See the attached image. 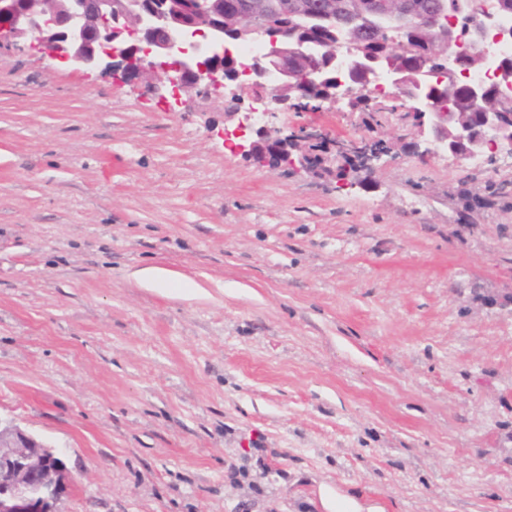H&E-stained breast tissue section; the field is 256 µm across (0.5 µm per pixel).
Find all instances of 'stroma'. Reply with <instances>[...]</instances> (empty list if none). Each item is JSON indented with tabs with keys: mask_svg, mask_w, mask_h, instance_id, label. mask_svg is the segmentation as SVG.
I'll return each mask as SVG.
<instances>
[{
	"mask_svg": "<svg viewBox=\"0 0 512 512\" xmlns=\"http://www.w3.org/2000/svg\"><path fill=\"white\" fill-rule=\"evenodd\" d=\"M229 110L0 44V422L63 452L60 512H512V208L460 198L512 155L276 107L401 154L345 186L235 153ZM320 502L326 512H382L378 506H364L354 497L335 492L329 487L321 489Z\"/></svg>",
	"mask_w": 512,
	"mask_h": 512,
	"instance_id": "stroma-1",
	"label": "stroma"
}]
</instances>
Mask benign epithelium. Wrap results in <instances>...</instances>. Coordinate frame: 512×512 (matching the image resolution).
<instances>
[{
  "mask_svg": "<svg viewBox=\"0 0 512 512\" xmlns=\"http://www.w3.org/2000/svg\"><path fill=\"white\" fill-rule=\"evenodd\" d=\"M211 0H0V42L28 45L54 60L86 75L99 72L121 83H142L160 103L186 106L183 94L198 89L219 93L233 84L253 90L250 104L237 93L230 101L235 110H253V104L272 102L285 106L302 87L324 91L323 100L352 97L356 87L369 88L376 66L395 76L392 89L410 104L416 146H424L423 155L448 154L470 159L481 153L496 156L512 153V62L501 60L493 80L501 95L490 97L486 82L468 86L471 112H436L433 99L450 96L455 71H420L408 79L395 71L382 56L366 50V41L357 29L346 31L349 57L339 61L348 70H359L362 80L345 81L329 75L321 66L299 79L288 69L286 60L304 53L303 44L288 40L275 29L261 28L250 18L251 12L234 15V20L212 15ZM324 19L340 22L344 18L371 16L386 18L392 24L408 22L430 35L433 49H456V56L468 60L470 68L480 72L487 62L488 39L494 28L493 14L460 33L458 19L420 11L409 15L403 0H325ZM259 36L266 53L244 66L234 63L231 75L224 73V57L229 42L245 43ZM248 80H241V76ZM257 139H244L236 150L259 161L267 159V146L277 150L279 163L302 167L319 166L336 155L344 164L339 180L348 182L354 167H373L384 156L391 162L397 156L373 146L363 138L336 143L315 159L298 157L288 151L291 136L267 122L251 123ZM41 444L16 425H0V512H58V503L70 472L58 451L39 450Z\"/></svg>",
  "mask_w": 512,
  "mask_h": 512,
  "instance_id": "7a95c632",
  "label": "benign epithelium"
}]
</instances>
